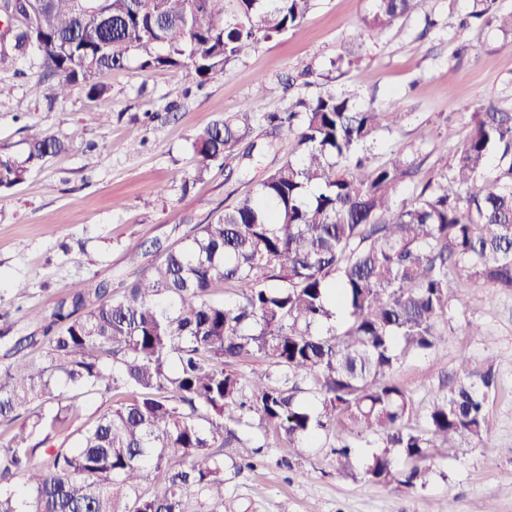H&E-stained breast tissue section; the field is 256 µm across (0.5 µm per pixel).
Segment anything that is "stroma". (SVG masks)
<instances>
[{"mask_svg": "<svg viewBox=\"0 0 512 512\" xmlns=\"http://www.w3.org/2000/svg\"><path fill=\"white\" fill-rule=\"evenodd\" d=\"M371 8L372 0H316L298 32L258 43L204 84L186 68L141 71L133 56L104 76L101 98L78 87L50 105L30 91L40 73L34 55L0 72L12 87L0 99V157H25L30 125L67 146L0 189V336L36 331L22 311H52L74 282L120 288L136 272L125 258L129 241L169 246L251 187L276 155L260 129L253 140L265 150L262 164L242 159L193 177L192 142L222 116L280 112L328 87L357 93L364 105L395 97L405 117L377 137L372 157L416 160L424 181L441 165L440 144L453 148L467 136L476 103L512 111V34L472 18V0H421L374 39L362 25ZM306 65L321 74L309 85L299 77ZM177 170L188 183L173 181ZM452 294L446 343L406 358L393 377L421 406L447 392L460 353L492 364L498 388L484 441L435 456L434 477L415 490L340 476L328 449L295 458L280 442L262 448L255 470L227 471L224 512H472L484 503L512 512V292L490 305L480 288Z\"/></svg>", "mask_w": 512, "mask_h": 512, "instance_id": "1", "label": "stroma"}]
</instances>
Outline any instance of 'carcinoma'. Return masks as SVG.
Listing matches in <instances>:
<instances>
[{
	"mask_svg": "<svg viewBox=\"0 0 512 512\" xmlns=\"http://www.w3.org/2000/svg\"><path fill=\"white\" fill-rule=\"evenodd\" d=\"M380 34L420 0H373ZM474 0L472 15L512 31V11ZM314 0H22L0 71L36 52L32 91L53 104L77 85L98 98L105 73L189 68L202 82L262 40L297 32ZM400 104L353 93L214 121L193 142L195 177L227 166L255 126L291 138L253 188L196 224L120 293L78 281L49 313L25 318L0 364V512H223L224 473L254 470L252 429L303 456L322 436L336 471L425 487L436 452L490 431L492 367L459 359L455 384L413 424L402 360L444 342L452 284L512 291V112L476 107L466 139L407 198L414 162H371ZM22 160L0 157V188L66 150L33 133ZM270 369L244 378L243 358ZM119 392L81 421L77 400ZM232 455L224 456V449ZM371 448L360 467V449Z\"/></svg>",
	"mask_w": 512,
	"mask_h": 512,
	"instance_id": "obj_1",
	"label": "carcinoma"
}]
</instances>
